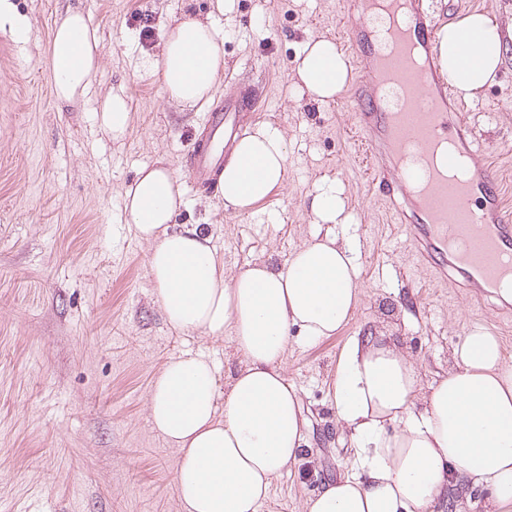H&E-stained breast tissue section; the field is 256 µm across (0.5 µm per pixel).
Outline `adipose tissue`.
Segmentation results:
<instances>
[{"label":"adipose tissue","mask_w":512,"mask_h":512,"mask_svg":"<svg viewBox=\"0 0 512 512\" xmlns=\"http://www.w3.org/2000/svg\"><path fill=\"white\" fill-rule=\"evenodd\" d=\"M101 34L68 5L51 34L46 64L58 101L84 99L102 68ZM441 66L465 96L495 78L503 63L500 31L473 12L439 34ZM171 101H209L224 68V33L212 19L185 17L167 28L148 63ZM301 89L332 99L347 64L326 38L307 40L294 61ZM97 117L113 140L131 122L124 92L109 90ZM282 129L255 127L217 172L216 196L245 211L283 186ZM182 184L165 167L143 166L124 192L126 221L149 248L154 295L167 323L198 337L230 336L240 367L229 389L201 352L169 358L152 380L147 421L175 448L179 512H259L273 481L300 460L307 420L283 362L291 331L310 344L336 334L360 302L359 244L341 189L317 185L310 202L318 230L281 265L249 262L234 274L197 224L173 229ZM452 366L428 387L419 366L386 337L355 339L333 383L336 423L355 448L354 474L324 482L303 512H445L449 495L479 484L486 512H512V364L499 339L471 329L451 350Z\"/></svg>","instance_id":"1"}]
</instances>
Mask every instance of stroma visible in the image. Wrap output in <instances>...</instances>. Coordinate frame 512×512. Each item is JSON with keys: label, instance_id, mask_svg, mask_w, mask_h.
<instances>
[{"label": "stroma", "instance_id": "obj_1", "mask_svg": "<svg viewBox=\"0 0 512 512\" xmlns=\"http://www.w3.org/2000/svg\"><path fill=\"white\" fill-rule=\"evenodd\" d=\"M67 0H12L28 40L0 29V512H178L177 453L147 421L150 383L170 357L203 351L228 384L239 366L230 339L170 326L155 302L148 247L125 221L123 193L141 167L176 174L185 204L174 226L211 224L227 271L284 263L316 227V184H342L359 240L362 299L335 335L292 344L284 372L307 427L302 459L273 483L260 512H302L324 480L349 471L352 444L336 425L333 379L353 338L392 337L428 386L452 364L466 332L499 336L512 362V309L447 292L410 257L400 225L378 202L346 98L291 92L294 57L309 39L346 38L337 0H80L102 30L104 67L78 104L59 105L45 64ZM499 15L504 62L467 108L487 163L512 182V0H462ZM211 18L224 32V70L213 98L181 107L146 68L170 22ZM124 89L132 121L113 141L96 112ZM249 103L246 128L270 123L288 140L281 188L240 212L214 186L190 184L189 157L225 99Z\"/></svg>", "mask_w": 512, "mask_h": 512}]
</instances>
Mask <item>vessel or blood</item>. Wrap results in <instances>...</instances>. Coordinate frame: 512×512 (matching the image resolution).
Wrapping results in <instances>:
<instances>
[{
	"label": "vessel or blood",
	"mask_w": 512,
	"mask_h": 512,
	"mask_svg": "<svg viewBox=\"0 0 512 512\" xmlns=\"http://www.w3.org/2000/svg\"><path fill=\"white\" fill-rule=\"evenodd\" d=\"M402 18L399 60L383 63L365 0H341L353 76L352 117L366 148L379 201L406 228L422 260L446 284L477 300L502 301L512 280V208L506 186L476 147L466 105L442 71L438 34L448 19L431 0H393ZM242 105L210 117L211 143L194 151L196 177L222 161L221 147L243 134ZM421 153L418 170L398 164L404 142Z\"/></svg>",
	"instance_id": "vessel-or-blood-1"
}]
</instances>
